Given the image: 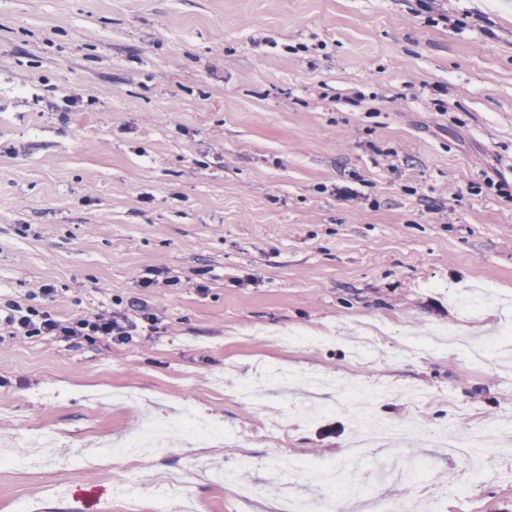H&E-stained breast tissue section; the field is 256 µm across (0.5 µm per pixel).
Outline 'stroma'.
<instances>
[{
  "mask_svg": "<svg viewBox=\"0 0 512 512\" xmlns=\"http://www.w3.org/2000/svg\"><path fill=\"white\" fill-rule=\"evenodd\" d=\"M133 301L157 321L121 346L0 330V447L49 442L0 466V512H278L277 461H342L355 423L317 407L350 383L500 448L473 479L369 450L431 466L387 495L512 512V349L487 346L512 328V0H0V308ZM298 330L318 345L278 344ZM186 404L229 446L174 430ZM149 422L163 444L97 458ZM245 459L246 499L211 478Z\"/></svg>",
  "mask_w": 512,
  "mask_h": 512,
  "instance_id": "stroma-1",
  "label": "stroma"
}]
</instances>
